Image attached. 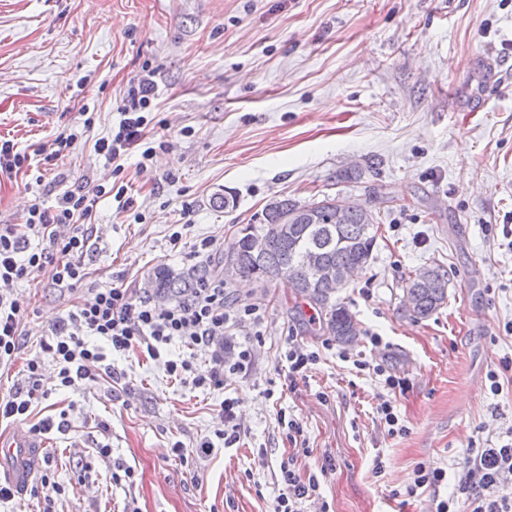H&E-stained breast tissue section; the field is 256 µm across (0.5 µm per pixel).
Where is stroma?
Instances as JSON below:
<instances>
[{
	"label": "stroma",
	"mask_w": 512,
	"mask_h": 512,
	"mask_svg": "<svg viewBox=\"0 0 512 512\" xmlns=\"http://www.w3.org/2000/svg\"><path fill=\"white\" fill-rule=\"evenodd\" d=\"M146 65L158 71L150 125L170 146L144 172L138 155L127 159L133 210L98 204L89 282L143 288L156 267L198 266L188 245L171 249L173 225L226 250L273 199L339 196L365 204L378 226L370 263L337 295L360 335L324 349L319 310L287 280H238L226 286L229 306H259L263 319L236 331L252 368L225 373L223 388L169 376L178 342L161 361L108 353L113 377L69 388L44 361L48 395L32 417L65 420L46 432L35 469L51 485L0 512H273L288 459L319 480L311 512H434L458 491L455 460L512 425V377L496 395L488 380L512 356L502 233L512 227V0H0V138L30 153L84 132L53 166L0 173V224L21 223L30 200L52 209L66 189L99 182L93 144ZM220 194L232 206H213ZM430 265L447 272L448 299L415 320L401 310L403 286ZM17 294L29 306L26 347L0 373V397L87 297L43 280ZM292 332L320 353L293 384L280 360ZM356 355L369 369L354 367ZM389 374L406 382L393 398L406 428L396 435L377 412ZM228 396L239 400L238 446L216 442L182 463L174 444L214 439ZM282 415L298 423L296 439ZM426 461L448 478L410 493ZM121 464L132 481H113Z\"/></svg>",
	"instance_id": "35a3bbf8"
}]
</instances>
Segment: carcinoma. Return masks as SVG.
Returning <instances> with one entry per match:
<instances>
[{
	"mask_svg": "<svg viewBox=\"0 0 512 512\" xmlns=\"http://www.w3.org/2000/svg\"><path fill=\"white\" fill-rule=\"evenodd\" d=\"M291 213L293 223L283 224L281 218ZM375 218L363 204L355 201L342 207L336 219V198L300 204L289 198L270 201L263 212V222L249 224L224 253V266L232 267L235 277L250 278L270 284L286 278L295 293L325 313L324 329L340 343L353 342L360 330L353 313L336 300L338 290L324 281L311 278V266L340 270L366 267L371 258L376 234ZM262 240V250H252V240ZM212 274L208 266L193 267L174 273L167 267L153 271L156 291L171 300L189 294L202 279ZM447 274L438 267L415 272L404 288V312L416 319H426L447 300Z\"/></svg>",
	"mask_w": 512,
	"mask_h": 512,
	"instance_id": "1",
	"label": "carcinoma"
}]
</instances>
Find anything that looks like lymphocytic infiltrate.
Masks as SVG:
<instances>
[{
    "mask_svg": "<svg viewBox=\"0 0 512 512\" xmlns=\"http://www.w3.org/2000/svg\"><path fill=\"white\" fill-rule=\"evenodd\" d=\"M158 96L156 71L143 67L133 80L118 108L119 121L110 135L95 141L93 149L109 169L111 181L92 189L65 190L55 209L32 203L23 223L0 225V368H8L22 348L23 323L28 306L15 296L19 283L46 278L59 291L77 290L87 277L83 259L95 232L97 204L111 197L120 209L128 211L134 200L127 194L124 161L138 153L149 161L156 150L168 148L165 140L151 138L148 112ZM79 139L77 131L59 133L51 147H37L34 154L16 151L14 143L0 140V172H20L39 155L52 165ZM91 301L74 304L53 327L51 338L42 342L57 368L60 386L94 377L101 371L107 350L126 352L135 348L152 359H162L165 347L180 341L187 356L163 360L167 372L198 387L220 388L225 372H248L252 349L245 346L234 360L224 357V341L243 322L259 325L258 307L227 309L224 279L213 274L205 278L189 297L159 301L142 296L140 289L122 285L91 288ZM209 355L207 366L196 362V351ZM40 357L27 362V377L8 398L0 400V420L29 423L31 406L45 397L40 378ZM30 425L34 434L53 426L52 418ZM466 478L460 486L471 512H512V499L493 497L492 488L512 481V428L500 436L493 448H473L464 457ZM282 487L275 498L274 512H306L307 502L315 500L319 489L316 478L301 480L289 464H282Z\"/></svg>",
    "mask_w": 512,
    "mask_h": 512,
    "instance_id": "obj_1",
    "label": "lymphocytic infiltrate"
}]
</instances>
